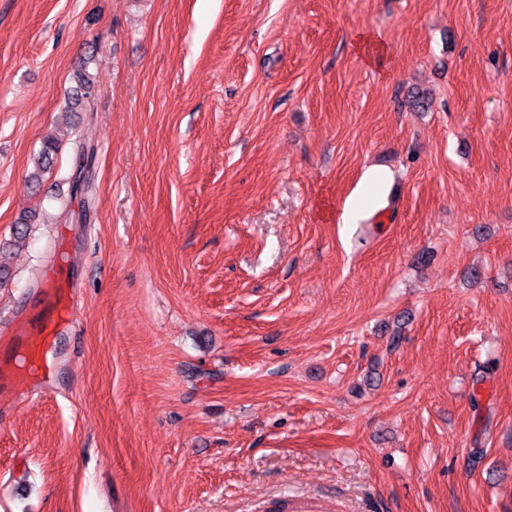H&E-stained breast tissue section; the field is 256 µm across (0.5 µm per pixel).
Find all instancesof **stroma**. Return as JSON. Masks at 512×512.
Returning <instances> with one entry per match:
<instances>
[{
	"label": "stroma",
	"instance_id": "1",
	"mask_svg": "<svg viewBox=\"0 0 512 512\" xmlns=\"http://www.w3.org/2000/svg\"><path fill=\"white\" fill-rule=\"evenodd\" d=\"M26 217L0 512H512V0H0ZM76 86L73 88L72 93L68 96V111L78 112L82 103L94 95V80L85 68H81L75 76ZM57 150L58 145L54 139L46 138L44 140L42 149L38 154L37 159L34 161V170L28 177V181L30 183H40L43 177L51 170L54 159L53 157L56 155ZM63 297L64 289L56 287L55 271L49 268L42 280L39 303L0 336V349L7 355L0 360V405L27 397L31 384L45 382L52 374L54 363L48 356L51 336L74 317L70 308L51 327L48 309L59 305Z\"/></svg>",
	"mask_w": 512,
	"mask_h": 512
}]
</instances>
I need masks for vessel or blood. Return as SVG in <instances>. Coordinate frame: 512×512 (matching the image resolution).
Wrapping results in <instances>:
<instances>
[{"mask_svg": "<svg viewBox=\"0 0 512 512\" xmlns=\"http://www.w3.org/2000/svg\"><path fill=\"white\" fill-rule=\"evenodd\" d=\"M63 297L54 270H47L39 303L0 333V350L6 353L0 360V403L27 397L30 385L44 382L51 375L54 363L49 353L54 326L69 324L73 319L69 312L56 322L48 316L49 308L59 305Z\"/></svg>", "mask_w": 512, "mask_h": 512, "instance_id": "b4317fda", "label": "vessel or blood"}]
</instances>
